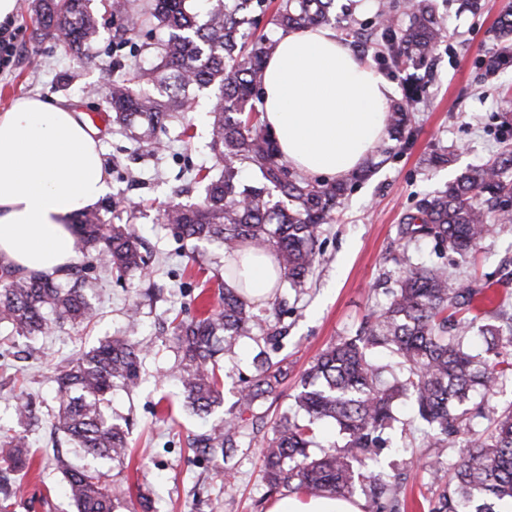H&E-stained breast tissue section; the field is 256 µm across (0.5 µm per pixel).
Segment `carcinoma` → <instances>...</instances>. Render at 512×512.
<instances>
[{
    "mask_svg": "<svg viewBox=\"0 0 512 512\" xmlns=\"http://www.w3.org/2000/svg\"><path fill=\"white\" fill-rule=\"evenodd\" d=\"M90 0H31L34 38H50L77 61L89 57L99 36V21ZM334 0H111L113 12L131 16L137 26L148 22L169 30L155 67L133 82L108 80L105 99L113 122L130 138L156 150L155 132L192 108V92L214 91L210 148L223 168L204 175V198L198 204H174L161 217L182 239L216 243L236 264L224 268L239 287L219 290L218 301L200 316L179 321L172 339L174 368L186 398L199 414L209 416L224 399L218 389L217 354L229 353L242 336L260 333L274 341L280 331L252 311L240 278L238 261L251 249L275 253L280 281L303 286L317 263L320 228L333 219V210L348 190L344 182H310L299 177L281 155L275 140L263 130L254 100L264 77L265 61L276 43L261 35L251 47L246 40L255 24L254 13L275 8L278 24L304 31L328 20ZM393 5H381L376 19L385 49L394 66L408 70L411 95L421 92L417 70L431 58L444 38L432 0H409L408 21L394 23ZM502 47L487 60L494 73L512 66V6L496 22ZM410 122L408 110L396 106L387 127L400 140ZM258 175L252 185L240 182L239 165ZM283 199L271 201L272 192ZM104 210L79 215L77 247L94 251L102 264L120 273L144 271L139 235L128 224H109ZM512 223V150L490 164L477 166L448 188L420 204L418 213L399 226L410 243L429 239L440 248L438 261L408 263L390 300L371 312L360 331L327 347L308 368L294 396V411L283 414L262 449L263 478L272 490L280 488L308 496L351 497L368 492L366 512H401L394 486L380 468L379 450L388 447L383 434L401 423L397 405L406 399L427 427L430 454L441 459L448 448L467 449L458 455L453 475L430 512H499L496 503L512 504V406L493 419L483 433L468 429L467 410L460 408L474 391L485 394L512 379V355L499 351V330L482 320L480 306L491 300L490 285L448 284L447 252L465 259L496 224ZM86 281L78 276L65 285L48 277L0 273V326L4 339L46 332L51 325H88L97 316L88 300ZM479 327L492 357L482 359L467 339ZM136 309L127 330L84 352L57 369L54 381L61 404L52 427L72 440L77 451L117 464L129 455L128 433L112 416V391L139 386L145 346L138 339ZM387 350L401 371L376 362L371 353ZM287 376L280 362L265 358L237 405L251 411L258 400L275 391ZM14 418L30 427L38 422L36 402L19 401ZM333 422L344 444L316 454L314 425ZM241 414H233L195 439L199 451L226 458L239 447ZM35 460L28 436L16 433L0 440V461L21 475ZM77 512H115L118 500L112 484L91 468L62 464Z\"/></svg>",
    "mask_w": 512,
    "mask_h": 512,
    "instance_id": "1",
    "label": "carcinoma"
}]
</instances>
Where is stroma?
<instances>
[{
  "label": "stroma",
  "mask_w": 512,
  "mask_h": 512,
  "mask_svg": "<svg viewBox=\"0 0 512 512\" xmlns=\"http://www.w3.org/2000/svg\"><path fill=\"white\" fill-rule=\"evenodd\" d=\"M379 0H336L337 18L331 21L338 37L356 31L368 46L366 61L392 83L394 99L406 102L412 114L402 139L385 136L381 149L367 160L371 174L353 181L331 223L318 236V264L299 289H281L287 305L274 314L271 302L254 305L268 322L280 323L286 334L276 354L288 376L275 393L256 406L254 428L247 431L227 474H214L188 445L193 434L217 425L231 410L244 378L254 371L262 341L241 338L220 362L224 403L207 417L187 407L179 383L169 377L174 343L164 325L174 318L197 316L202 299L217 300L224 274V251L214 244L180 239L161 215L177 202L193 203L200 191L193 177L198 170L217 168L209 143L212 97L197 93L181 122L158 132L163 147L151 151L117 132L105 112L101 86L109 75L132 78L156 61L157 32L145 26L131 37L119 36L110 21L109 0H93L91 9L101 23L93 62L80 64L54 41L34 42L29 0H17L12 27L19 32L23 51L10 67L0 70V110L23 95H41L85 112L99 131L104 169L112 181L115 215L130 205L139 210L133 221L150 258L144 273L121 275L106 271L94 255L78 256L75 266L88 283L87 295L98 307L96 322L86 327H55L45 335L0 344V425L13 426L20 396L39 406L41 423L29 433L36 451L29 474L15 478L0 469V484L14 486L11 512H74L64 474L55 463H85L105 473L116 488L117 512H269L278 493L261 479V446L272 425L293 403L304 371L331 342L355 335L366 316L383 304L396 288L399 257L416 262L436 259L430 241L406 243L398 228L415 213L424 198L443 190L467 169L493 161L512 145V67L488 72L487 57L496 48L495 23L504 0H478L477 8L460 12L459 0H433L446 34L432 60L420 71L423 91L406 101V74L387 67L384 43L376 26ZM189 136H182V129ZM447 150L449 162L430 166L429 156ZM512 271V224H499L474 256L450 276L492 281L506 296L502 314L494 316L502 335L512 334V283L501 284ZM139 303L144 334L150 343L142 358L141 385L131 394L115 391L112 406L130 420L131 459L119 468L112 461L80 457L72 444L52 433L50 415L58 406L53 375L57 367L76 358L100 340L121 331L127 308ZM392 447L383 451L387 473L401 474L399 499L405 512H428L441 487L415 464L425 452L418 423L398 426ZM149 490L150 505L141 507L138 487Z\"/></svg>",
  "instance_id": "35a3bbf8"
}]
</instances>
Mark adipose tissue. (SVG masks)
Returning <instances> with one entry per match:
<instances>
[{
    "instance_id": "ef3b65f1",
    "label": "adipose tissue",
    "mask_w": 512,
    "mask_h": 512,
    "mask_svg": "<svg viewBox=\"0 0 512 512\" xmlns=\"http://www.w3.org/2000/svg\"><path fill=\"white\" fill-rule=\"evenodd\" d=\"M263 121L292 167L344 180L386 134L392 84L327 26L282 36L268 58ZM112 192L98 132L83 113L40 95L0 111V266L64 276L77 258L73 219ZM249 294L275 286L271 252L241 261ZM270 512H363L359 499L293 495Z\"/></svg>"
}]
</instances>
